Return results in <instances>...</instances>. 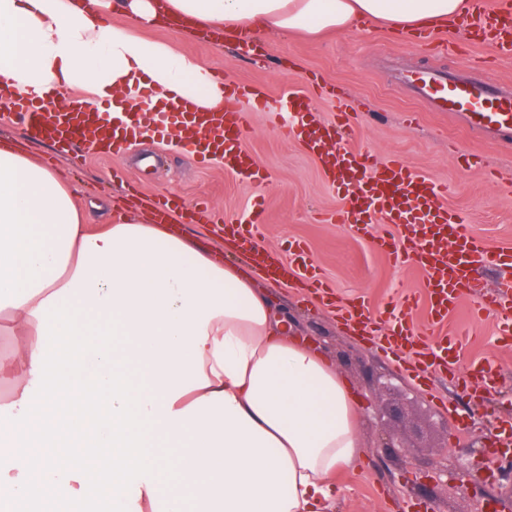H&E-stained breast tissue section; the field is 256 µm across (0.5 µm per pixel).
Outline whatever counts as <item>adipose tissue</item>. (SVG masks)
<instances>
[{"label": "adipose tissue", "instance_id": "ef3b65f1", "mask_svg": "<svg viewBox=\"0 0 512 512\" xmlns=\"http://www.w3.org/2000/svg\"><path fill=\"white\" fill-rule=\"evenodd\" d=\"M132 18L108 23L106 9ZM467 0H0V103L65 88L135 112L224 102L210 69L138 31L248 38L447 25ZM178 227L88 224L70 186L0 142V512H330L364 454L361 402L254 279Z\"/></svg>", "mask_w": 512, "mask_h": 512}]
</instances>
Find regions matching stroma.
Wrapping results in <instances>:
<instances>
[{"label": "stroma", "mask_w": 512, "mask_h": 512, "mask_svg": "<svg viewBox=\"0 0 512 512\" xmlns=\"http://www.w3.org/2000/svg\"><path fill=\"white\" fill-rule=\"evenodd\" d=\"M142 36L172 43L225 79L263 85L273 106H283L289 94H302L320 123L334 120L335 99L319 88L337 89L355 109L353 147L382 160L402 157L421 176L446 186L444 201L467 233L492 247L512 248V142L487 139L448 113L429 111L398 81L401 74L437 67L488 78L512 91V57L478 67L492 50L473 45L459 28L443 30L429 46L376 24L319 39L264 33L259 57L241 53L232 42L208 44L171 30L149 29ZM5 137L70 183L87 223H112L114 205L129 195L156 200L175 195L188 207L204 198L233 219L245 216L260 197L266 204L261 248L288 259L294 244L302 243L341 301L365 299L378 314L399 306L404 294L423 292L413 264L393 263L374 236L360 237L348 225L333 223V212L346 207L347 197L326 183L319 159L297 138L272 127L265 113H252L241 140L265 175L252 182L224 162L200 164L190 149L159 139L131 142L110 157L89 154L74 161L57 156L52 142L26 139L16 126L0 122V139ZM461 151L478 153L482 164L460 168ZM258 285L274 297L297 334L333 358L362 398L365 454L355 469L339 476L341 493L333 512H400L408 500L427 505L429 512H478L480 495L512 506V478L481 482L480 493H473L461 461L455 455L442 458L439 450L444 443L480 449L495 434L498 416L512 414V348L496 342L493 318L473 322L464 305L447 322L448 330L472 332L460 350V366L486 360L496 371L494 388L477 399L438 374L422 386L404 369L414 354L401 360L383 354L303 289L265 278ZM396 433L402 434L403 447H380V440Z\"/></svg>", "instance_id": "35a3bbf8"}]
</instances>
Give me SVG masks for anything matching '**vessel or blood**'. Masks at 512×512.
I'll list each match as a JSON object with an SVG mask.
<instances>
[{"label":"vessel or blood","instance_id":"b4317fda","mask_svg":"<svg viewBox=\"0 0 512 512\" xmlns=\"http://www.w3.org/2000/svg\"><path fill=\"white\" fill-rule=\"evenodd\" d=\"M472 4V11L460 21L461 27L492 47L496 56L511 57L512 0H472ZM408 83L415 96L428 102L433 111L451 113L462 127L479 131L491 140L512 138V94H503L495 84L445 71L421 72L409 77ZM291 105L306 150L321 160L331 187L352 196L348 207L336 211V223L349 225L360 235L376 225H389L390 233L377 237L380 249L395 262H412L423 275L429 305L425 328L398 316L387 318L380 348L389 351L432 334L467 297L473 300V317H494L497 335L512 345V282L503 281L495 290L486 291L472 276L473 269L482 265L511 268L512 250L490 248L483 239L466 233L457 215L444 206L443 188L416 173L405 160L394 157L380 161L349 146L347 138L355 129L344 99H337L336 119L328 124L310 121L308 105L301 97H293ZM266 107L267 95L261 87L228 82L224 85V102L217 111H201L185 103L160 120L153 113H140L138 122L161 136L172 129L190 138L205 131L206 146L222 153L225 165L237 176L254 180L260 173L240 140L250 114L265 111ZM8 118L30 138L52 140L64 154L87 149L112 155L125 142L105 112L89 108L78 99L69 111L57 112L51 94L21 93L14 99ZM190 220L195 224L223 223L237 234L242 254L253 257L260 252L257 240L266 222L262 203L252 205L248 220L221 221L208 202L201 201L192 208ZM396 227L401 230L397 236L392 233ZM294 255L297 267L289 271V283L323 293L322 277L304 246L296 245ZM337 315L348 324L375 322L365 302L358 299L338 305ZM460 347L457 337L442 338L435 348L422 349L420 363L410 364L408 371L422 382L427 381L429 373L441 372L462 381L467 388L493 383L494 368L489 362L475 361L466 370L458 369L456 353Z\"/></svg>","mask_w":512,"mask_h":512}]
</instances>
